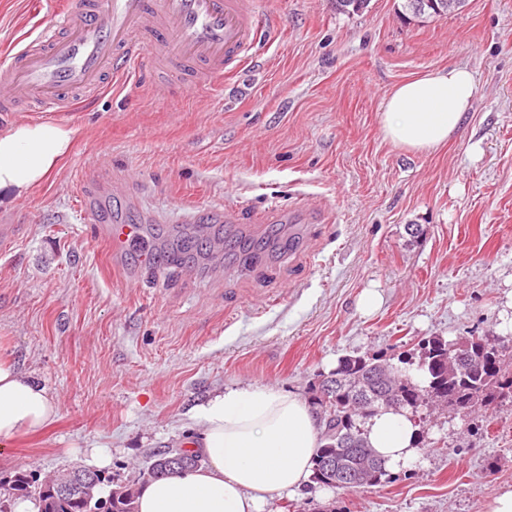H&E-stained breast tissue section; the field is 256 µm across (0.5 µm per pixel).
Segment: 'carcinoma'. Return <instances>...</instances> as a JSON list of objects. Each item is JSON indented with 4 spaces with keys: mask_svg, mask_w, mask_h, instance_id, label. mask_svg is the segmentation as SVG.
Listing matches in <instances>:
<instances>
[{
    "mask_svg": "<svg viewBox=\"0 0 512 512\" xmlns=\"http://www.w3.org/2000/svg\"><path fill=\"white\" fill-rule=\"evenodd\" d=\"M242 253H263L275 247V240L237 241ZM455 347L456 362L448 365V349ZM417 364L402 357L398 363L384 355L354 352L338 359L332 374L340 377L336 385L338 403L328 412L330 423L322 424L321 446L315 463L336 454L337 467L351 469L365 485L382 482L388 476L384 463L369 447L362 432L365 418L404 396L418 397L419 407L430 403L453 414H469L477 406L512 401V373L506 368L504 346L487 336L458 337L445 340L439 336L419 343ZM423 374L422 380L415 373ZM42 484L24 471H17L0 484L8 496L34 497ZM117 504L112 512H136L137 484L119 486ZM46 512H82L83 501L76 498H43Z\"/></svg>",
    "mask_w": 512,
    "mask_h": 512,
    "instance_id": "obj_1",
    "label": "carcinoma"
}]
</instances>
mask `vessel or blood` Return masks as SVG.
<instances>
[{"instance_id":"b4317fda","label":"vessel or blood","mask_w":512,"mask_h":512,"mask_svg":"<svg viewBox=\"0 0 512 512\" xmlns=\"http://www.w3.org/2000/svg\"><path fill=\"white\" fill-rule=\"evenodd\" d=\"M268 23L261 0H67L0 63V113L73 112L134 77L193 94L236 76ZM314 209L303 196L272 219L301 222ZM105 211L97 201L88 216L112 252L152 263L140 226Z\"/></svg>"}]
</instances>
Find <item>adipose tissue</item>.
I'll return each mask as SVG.
<instances>
[{
  "instance_id": "obj_1",
  "label": "adipose tissue",
  "mask_w": 512,
  "mask_h": 512,
  "mask_svg": "<svg viewBox=\"0 0 512 512\" xmlns=\"http://www.w3.org/2000/svg\"><path fill=\"white\" fill-rule=\"evenodd\" d=\"M477 88L461 66L433 69L396 85L386 96L381 133L410 152L436 149L455 135ZM75 135L51 120L22 118L0 129V206L30 194L58 169ZM48 388L0 359V445L38 432L57 416ZM192 452L200 466L142 485L138 512H261L268 498L311 484L320 422L296 392L268 384L227 387L196 406ZM418 426L406 411L368 417L370 447L396 472L420 459Z\"/></svg>"
}]
</instances>
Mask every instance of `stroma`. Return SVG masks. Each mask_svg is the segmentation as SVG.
I'll return each instance as SVG.
<instances>
[{"label": "stroma", "instance_id": "1", "mask_svg": "<svg viewBox=\"0 0 512 512\" xmlns=\"http://www.w3.org/2000/svg\"><path fill=\"white\" fill-rule=\"evenodd\" d=\"M404 0L337 12L334 0H262L271 27L237 80L203 99L139 82L87 110L60 112L73 146L0 225V355L45 382L59 414L40 434L0 446V477H41L112 449L103 474L140 481L157 448L183 446L190 409L231 384L310 385L353 352L418 355L429 336H492L512 346L500 313L512 297V0H468L418 25ZM458 65L477 92L447 145L410 153L381 133L396 84ZM126 193L110 209L152 214L168 243L181 206L230 209L209 254L181 265L112 257L87 219L88 193ZM305 195L324 211L290 246L263 224ZM275 239L247 264L226 241ZM377 289L378 312L357 310ZM424 465L376 486L305 488L263 512H485L512 487V403L467 417L420 409Z\"/></svg>", "mask_w": 512, "mask_h": 512}]
</instances>
